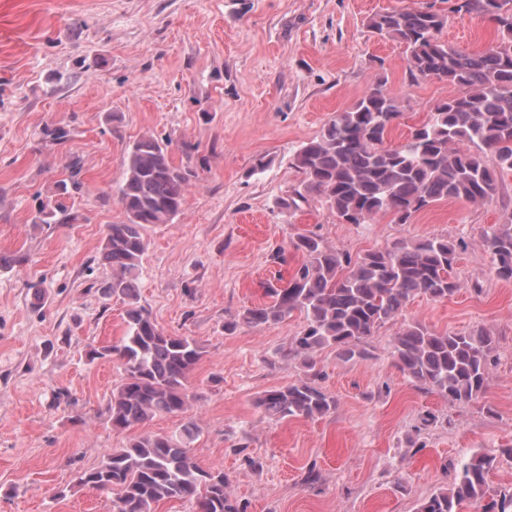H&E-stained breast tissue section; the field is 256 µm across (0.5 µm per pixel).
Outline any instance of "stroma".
Returning <instances> with one entry per match:
<instances>
[{"label":"stroma","mask_w":512,"mask_h":512,"mask_svg":"<svg viewBox=\"0 0 512 512\" xmlns=\"http://www.w3.org/2000/svg\"><path fill=\"white\" fill-rule=\"evenodd\" d=\"M433 5L448 17L440 37L471 53L496 44L494 25L457 0H0V512H106L110 497L78 485L111 448L186 423L203 468L222 467L247 512H416L473 451H498L492 492L512 489V283L482 246L512 222V171L489 203L448 199L408 223L385 215L342 223L319 196L282 208L301 175L292 159L377 77L402 99L388 135L403 143L458 86L413 79L404 48L372 33L371 15ZM70 135L57 144L46 129ZM170 141L174 164L196 172L182 213L151 224L140 300L168 333L205 353L192 378L197 399L115 433L107 417L122 376L117 356L126 306L101 286L107 227L123 221L118 189L126 146L144 133ZM79 160L82 183L67 205L73 223L34 225L40 198ZM264 169H257V162ZM316 232L359 256L401 239L465 241L448 300L415 298L403 312L443 332L483 329L496 340L486 394L452 406L420 390L388 349L393 326L345 362L321 350L318 384L333 413L273 421L256 405L298 379L282 357L304 326L293 314L224 331L225 319L265 302L263 286L301 263L290 247ZM288 250L286 265L272 256ZM318 478L306 482L308 469Z\"/></svg>","instance_id":"35a3bbf8"}]
</instances>
